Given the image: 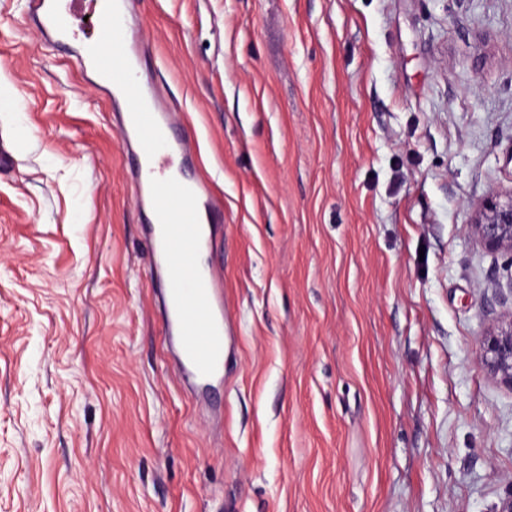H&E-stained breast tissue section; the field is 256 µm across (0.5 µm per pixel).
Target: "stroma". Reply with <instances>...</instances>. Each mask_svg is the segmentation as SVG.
I'll list each match as a JSON object with an SVG mask.
<instances>
[{"label":"stroma","instance_id":"1","mask_svg":"<svg viewBox=\"0 0 512 512\" xmlns=\"http://www.w3.org/2000/svg\"><path fill=\"white\" fill-rule=\"evenodd\" d=\"M224 206L187 381L112 105L0 0V512H496L512 0H138ZM470 224L477 239L487 248L507 250L512 265V190L506 201L492 193L475 212ZM487 336L479 354V363L489 375L512 388V313L506 325Z\"/></svg>","mask_w":512,"mask_h":512}]
</instances>
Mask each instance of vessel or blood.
<instances>
[{"label": "vessel or blood", "instance_id": "obj_1", "mask_svg": "<svg viewBox=\"0 0 512 512\" xmlns=\"http://www.w3.org/2000/svg\"><path fill=\"white\" fill-rule=\"evenodd\" d=\"M83 0H26L27 14L48 45L71 43L81 72L99 78L112 101L118 132L131 155L130 176L146 224L145 235L162 251L171 281L161 289V304L181 329L180 369L196 380L209 378L224 361V309L215 302L219 273L197 271L195 258L214 244L212 227L224 220L215 194L190 177L170 186L169 164L178 159L191 170L196 144L177 133V116L163 105L140 70L143 36L134 28L131 0H96L107 40L86 43L72 19Z\"/></svg>", "mask_w": 512, "mask_h": 512}]
</instances>
